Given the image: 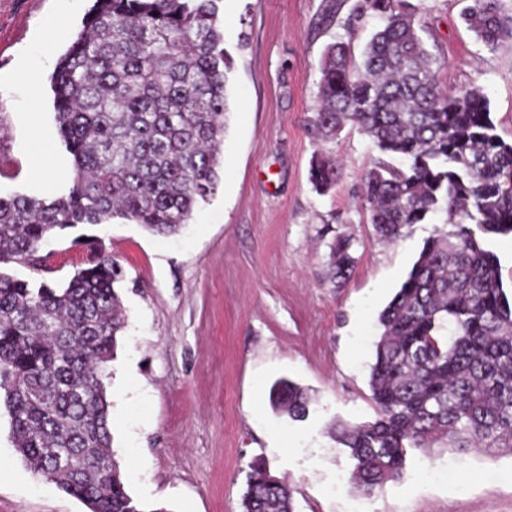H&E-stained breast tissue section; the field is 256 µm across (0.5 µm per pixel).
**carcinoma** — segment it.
Listing matches in <instances>:
<instances>
[{
    "mask_svg": "<svg viewBox=\"0 0 512 512\" xmlns=\"http://www.w3.org/2000/svg\"><path fill=\"white\" fill-rule=\"evenodd\" d=\"M420 2L362 0L382 28L349 63L333 43L320 63L310 125L324 141L357 124L381 154L362 196L377 235L396 241L443 213L406 280L379 314L369 385L377 418L335 429L365 494L403 473L408 450L443 448L512 456V301L485 240L512 237V141L496 133L479 87L443 90L441 63L419 34ZM502 0H469L462 20L484 45L512 36ZM224 0H93L51 77L58 136L75 176L68 192L0 195V391L15 451L35 475L95 512H144L112 448L104 382L126 326L121 265L99 240L56 284L41 247L52 235L121 218L170 236L219 188L231 59L219 15ZM341 176L315 155L309 180L328 193ZM350 242L329 244L338 288L354 265ZM272 407L293 421L309 412L304 389L279 380ZM243 512H293L286 482L250 464Z\"/></svg>",
    "mask_w": 512,
    "mask_h": 512,
    "instance_id": "cac0c4a2",
    "label": "carcinoma"
}]
</instances>
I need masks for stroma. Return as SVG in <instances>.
I'll use <instances>...</instances> for the list:
<instances>
[{"instance_id":"stroma-1","label":"stroma","mask_w":512,"mask_h":512,"mask_svg":"<svg viewBox=\"0 0 512 512\" xmlns=\"http://www.w3.org/2000/svg\"><path fill=\"white\" fill-rule=\"evenodd\" d=\"M359 0H224L233 57L228 130L217 194L179 234L160 238L121 219L83 227L123 266L128 324L105 383L115 460L144 512H241L248 465L266 461L293 492L294 512H512V457L410 451L400 480L367 495L354 461L331 437L336 422L377 415L369 386L377 319L416 261L433 224L387 243L369 222L362 177L379 155L355 124L314 139L319 63L349 42L354 62L380 21L344 23ZM336 5L334 24L322 21ZM89 0H0V195H57L72 184L54 119L50 77L66 42L43 48L63 13L79 31ZM463 0H424L421 37L440 54L447 90L473 85L497 132L512 140V38L487 47L463 23ZM41 89L31 103L27 80ZM341 165L327 194L309 182L315 153ZM347 238L345 286L327 278L331 236ZM56 280L90 257L71 235L50 238ZM307 388L306 420L276 414L280 378ZM0 512H89L20 460L0 408Z\"/></svg>"}]
</instances>
